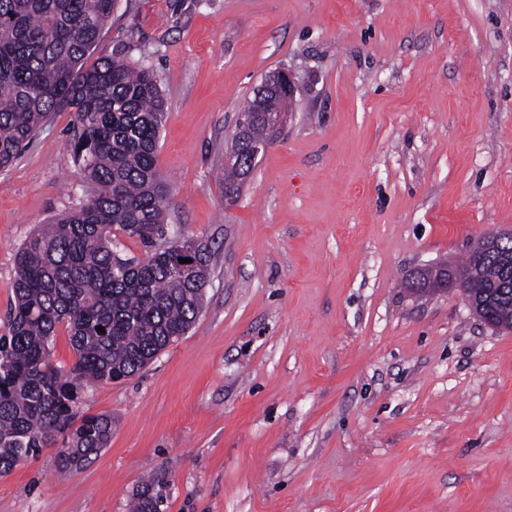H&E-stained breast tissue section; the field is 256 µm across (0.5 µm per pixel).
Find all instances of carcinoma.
<instances>
[{
    "mask_svg": "<svg viewBox=\"0 0 512 512\" xmlns=\"http://www.w3.org/2000/svg\"><path fill=\"white\" fill-rule=\"evenodd\" d=\"M116 0H0V169L11 165L39 129L73 114L72 157L90 197L42 226L16 252L8 333L0 336V477L61 435L56 468L70 472L107 447L112 418L81 415L84 387L136 375L188 333L201 312L210 250L197 241L192 263L178 269L185 238L167 224L172 188L156 156L165 101L153 72L116 56L87 60ZM258 98L243 113L247 135L232 138L224 188L238 195L255 162L251 150L270 137ZM138 239L145 257L114 248L117 233ZM168 239L158 250L154 240ZM512 237L492 249L483 239L456 272L477 266L468 296H496L494 313L512 330ZM65 326L76 354L68 372L51 358ZM103 332H98L97 327ZM148 483L132 512H159Z\"/></svg>",
    "mask_w": 512,
    "mask_h": 512,
    "instance_id": "carcinoma-1",
    "label": "carcinoma"
}]
</instances>
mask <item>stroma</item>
I'll list each match as a JSON object with an SVG mask.
<instances>
[{
	"label": "stroma",
	"mask_w": 512,
	"mask_h": 512,
	"mask_svg": "<svg viewBox=\"0 0 512 512\" xmlns=\"http://www.w3.org/2000/svg\"><path fill=\"white\" fill-rule=\"evenodd\" d=\"M153 70L169 224L208 243L191 330L84 390L106 448L0 477V512H512V332L419 268L512 232V0H117L96 56ZM297 93L234 203L221 174L265 76ZM73 121L0 170V335L16 250L87 198ZM153 482L145 484L136 494L132 512H159L160 492L153 493Z\"/></svg>",
	"instance_id": "obj_1"
}]
</instances>
